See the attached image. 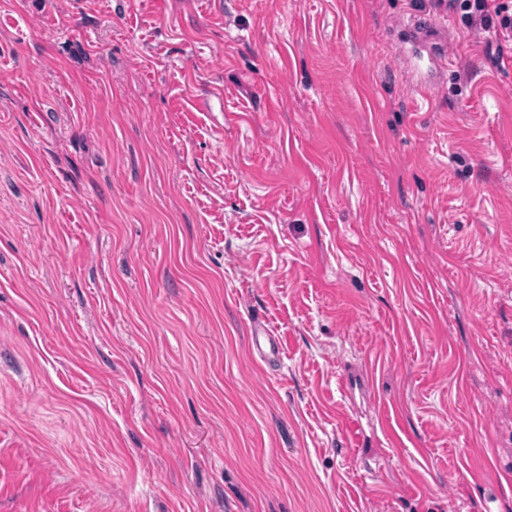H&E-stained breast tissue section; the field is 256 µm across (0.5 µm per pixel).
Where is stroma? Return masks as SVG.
<instances>
[{
  "label": "stroma",
  "instance_id": "35a3bbf8",
  "mask_svg": "<svg viewBox=\"0 0 512 512\" xmlns=\"http://www.w3.org/2000/svg\"><path fill=\"white\" fill-rule=\"evenodd\" d=\"M502 48L433 0H0V512H512ZM256 336H253V350L260 360L267 366H278L283 361V350L279 344L278 337L274 336L271 329L261 326L256 329Z\"/></svg>",
  "mask_w": 512,
  "mask_h": 512
}]
</instances>
